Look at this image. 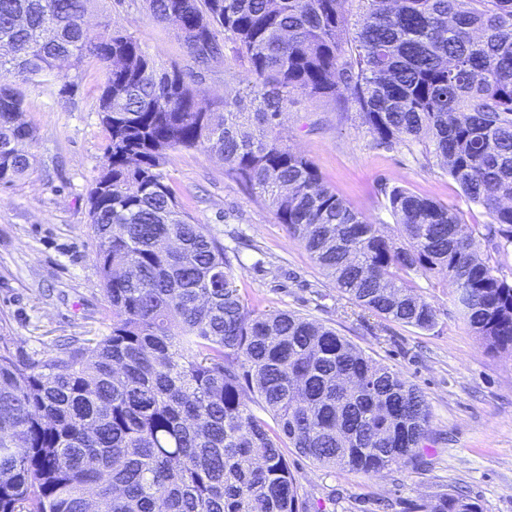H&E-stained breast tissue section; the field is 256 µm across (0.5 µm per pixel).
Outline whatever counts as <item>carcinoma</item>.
<instances>
[{"instance_id":"1","label":"carcinoma","mask_w":512,"mask_h":512,"mask_svg":"<svg viewBox=\"0 0 512 512\" xmlns=\"http://www.w3.org/2000/svg\"><path fill=\"white\" fill-rule=\"evenodd\" d=\"M94 0H0V184L32 168L36 130L9 86L87 59L106 80L108 134L90 226L110 334L25 361L0 352V512H298L284 449L375 475L427 439L429 405L332 327L260 310L235 249L166 182L167 154L203 149L249 186L356 306L428 331L439 311L414 275L451 289L471 331L512 351V281L479 256L462 211L381 186L374 224L282 135L288 94L353 111L374 140L435 159L512 245V0H146L181 14L188 54H233L255 76L206 101L128 34H93ZM356 4V13L347 6ZM259 405L264 415L256 414ZM417 512H479L440 494Z\"/></svg>"}]
</instances>
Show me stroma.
<instances>
[{
    "mask_svg": "<svg viewBox=\"0 0 512 512\" xmlns=\"http://www.w3.org/2000/svg\"><path fill=\"white\" fill-rule=\"evenodd\" d=\"M126 30L166 66L181 68L206 98L241 89L252 76L238 64L197 67L173 27L153 21L144 0H95L90 30ZM72 92L43 76L18 85L22 119L37 132L28 176L0 185V350L39 359L73 339L110 333L90 227L88 195L104 161L98 114L105 71L93 59L70 73ZM288 145L316 166L336 193L376 224L391 223L380 182L459 206L481 230L484 209L462 202L439 163L422 166L407 148L376 146L364 126L332 102L299 91L286 107ZM168 183L198 223L240 235L238 285L268 310H288L335 327L354 345L401 373L430 407L428 437L415 459L367 475L319 464L286 449L307 512H415L435 495L465 491L481 512H512V352H494L458 313L451 292H419L439 311L420 331L384 321L348 300L274 214L222 162L200 150L169 152Z\"/></svg>",
    "mask_w": 512,
    "mask_h": 512,
    "instance_id": "stroma-1",
    "label": "stroma"
}]
</instances>
